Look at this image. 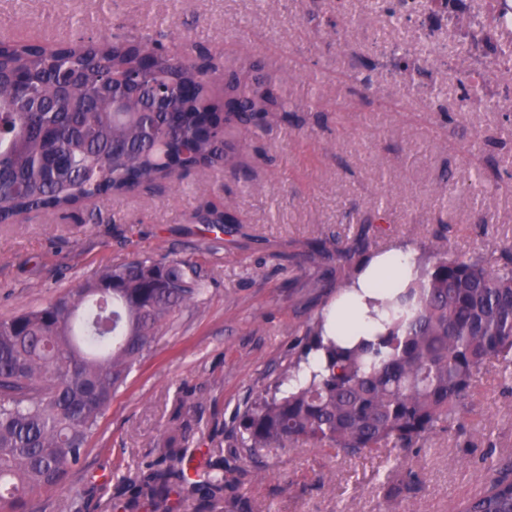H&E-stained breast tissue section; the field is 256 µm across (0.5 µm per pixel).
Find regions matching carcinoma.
Here are the masks:
<instances>
[{
	"instance_id": "obj_1",
	"label": "carcinoma",
	"mask_w": 512,
	"mask_h": 512,
	"mask_svg": "<svg viewBox=\"0 0 512 512\" xmlns=\"http://www.w3.org/2000/svg\"><path fill=\"white\" fill-rule=\"evenodd\" d=\"M402 0L375 12L403 18ZM344 3L322 13L336 34ZM150 70L153 84L134 81ZM219 66L201 41L167 28L78 38L48 52L0 39V224L21 211L65 213L92 196H121L194 169L239 164L232 137H258L297 109L254 60L232 73L224 96L211 91ZM475 175L477 199L504 188ZM202 224H235L226 207ZM369 242L325 238L288 255L308 288L341 289ZM335 263L327 277L324 261ZM419 276L389 304L390 324L374 343L352 348L323 339V318L303 328L305 345L274 384L239 413L233 454L252 456L298 443L355 456L368 448L401 454L471 409L472 391L495 361L512 381V245L499 258L450 254L417 259ZM204 293L193 262L137 259L108 267L45 305L0 320V512H37V499L66 484L112 397L150 354L182 308ZM163 452L125 485L113 512H258L240 493L245 472L208 448L194 466L187 425L164 433ZM418 483L408 470L390 495ZM457 512H512V462L494 464L482 491Z\"/></svg>"
}]
</instances>
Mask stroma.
<instances>
[{
	"label": "stroma",
	"mask_w": 512,
	"mask_h": 512,
	"mask_svg": "<svg viewBox=\"0 0 512 512\" xmlns=\"http://www.w3.org/2000/svg\"><path fill=\"white\" fill-rule=\"evenodd\" d=\"M373 0H349L340 36L318 30L311 10L336 0H0V38L54 45L96 38L122 23L165 20L177 37L202 40L237 70L247 58L265 62L300 106L320 84L322 106L292 113L240 149L245 177L195 170L118 197H99L67 214L18 215L0 224V318L38 308L102 269L150 257L195 260L205 292L182 309L155 351L135 367L113 397L89 441L82 469L43 494L42 512H112L122 480L159 457V445L180 404L194 411L196 437L225 444L235 413L276 379L302 340L303 325L335 300V289L297 295L287 257L318 238H353L362 214L389 204L369 232V255L407 243L432 250L447 217V248L500 256L512 242V187L473 201L466 187L476 170L504 173L512 142L491 145L512 113L459 111V90L435 56L416 53L409 75L393 71L390 48L416 42L410 23L374 16ZM375 62L371 87L350 92L354 56ZM453 178L459 192L443 209L440 191ZM231 206L239 222L215 234L194 215L205 204ZM472 433H490L493 450L464 447L441 431L420 450L394 460L384 449L343 457L328 448L291 445L266 455L255 478L253 460L237 462L248 477L240 492L262 512H455L478 494L487 476L484 454L512 459V394L488 364L473 394ZM417 470V493L388 496L395 465Z\"/></svg>",
	"instance_id": "35a3bbf8"
}]
</instances>
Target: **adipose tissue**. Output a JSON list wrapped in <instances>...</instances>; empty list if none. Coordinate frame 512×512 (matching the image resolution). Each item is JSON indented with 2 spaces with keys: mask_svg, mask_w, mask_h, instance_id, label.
Here are the masks:
<instances>
[{
  "mask_svg": "<svg viewBox=\"0 0 512 512\" xmlns=\"http://www.w3.org/2000/svg\"><path fill=\"white\" fill-rule=\"evenodd\" d=\"M413 270V250L407 244L372 257L327 310V337L342 347L373 339L381 326L370 315L372 304L404 289Z\"/></svg>",
  "mask_w": 512,
  "mask_h": 512,
  "instance_id": "ef3b65f1",
  "label": "adipose tissue"
}]
</instances>
